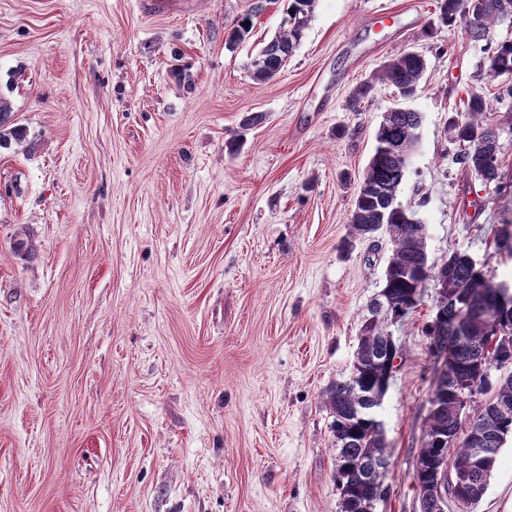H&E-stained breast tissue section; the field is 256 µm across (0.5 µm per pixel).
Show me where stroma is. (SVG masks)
I'll list each match as a JSON object with an SVG mask.
<instances>
[{
  "instance_id": "stroma-1",
  "label": "stroma",
  "mask_w": 512,
  "mask_h": 512,
  "mask_svg": "<svg viewBox=\"0 0 512 512\" xmlns=\"http://www.w3.org/2000/svg\"><path fill=\"white\" fill-rule=\"evenodd\" d=\"M253 3L0 0V96L28 131L0 149V512H339L323 393L352 370L391 255L344 242L396 94L377 86L356 111L347 97L404 49L428 67L404 102L422 123L399 200L430 260L464 251L512 283V247L494 243L512 219V110L490 115L500 183L456 164L448 133L470 89H496L480 43L445 30L430 51L438 0H316L259 81L281 0L224 44ZM436 296L390 327L375 512H419ZM472 512H512V438Z\"/></svg>"
}]
</instances>
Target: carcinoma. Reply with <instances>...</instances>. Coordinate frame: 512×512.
I'll return each instance as SVG.
<instances>
[{
  "label": "carcinoma",
  "mask_w": 512,
  "mask_h": 512,
  "mask_svg": "<svg viewBox=\"0 0 512 512\" xmlns=\"http://www.w3.org/2000/svg\"><path fill=\"white\" fill-rule=\"evenodd\" d=\"M316 0H287L280 31L262 49L263 67L255 68L259 80H271L284 68L288 57L300 45ZM512 19V0H440L438 23L461 29L484 42L480 62L483 75L500 79L493 98L477 89L468 93L462 118L448 120L451 138L464 145L456 161L485 182L500 178L499 128L489 122L493 103L512 102V42H498L491 36L502 20ZM241 18L225 40L232 49L252 31ZM427 69L426 54L407 50L375 69L370 79L350 92L349 104L359 107L378 84H390L398 91L416 94ZM421 114L411 110L388 111L382 116L375 149L366 167L362 185L349 219L351 240H368L381 233L391 245L381 289L368 307L370 320L362 323L350 376L338 380L323 393L329 409L336 447V482L340 491V512H363L361 503L370 490L360 484L359 475L375 462H385L382 425L372 413L359 411L364 397L382 398L388 388L390 363L398 356V345L389 325L407 317L419 305L429 281L448 270V288L435 302V316L425 328L436 360L446 359L448 390L436 387L434 409L426 421L427 441L420 456L448 461V448L455 449L452 464L439 475V488L450 500L474 506L488 488L496 457L507 438L512 437V372L494 375L488 370L499 361L495 336L503 328L512 331V295L494 296L493 280L458 250L439 263L429 262L426 225L399 200L411 155L418 143ZM26 140V129L12 119V108L0 96V148ZM407 232L391 234L392 228ZM467 404L460 405L461 397ZM474 409L473 432L486 437L482 448L464 435L452 444L432 440L437 429L448 425L453 406Z\"/></svg>",
  "instance_id": "1"
}]
</instances>
